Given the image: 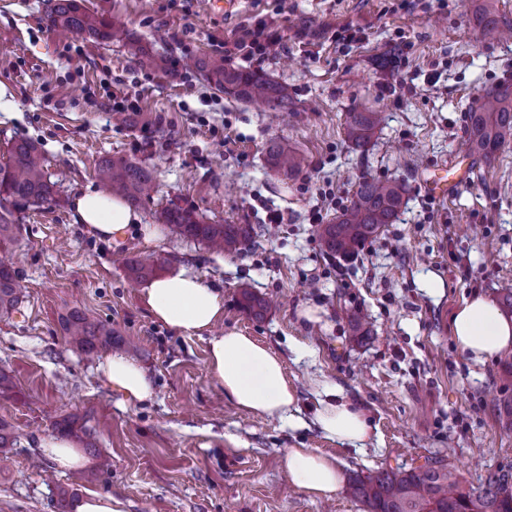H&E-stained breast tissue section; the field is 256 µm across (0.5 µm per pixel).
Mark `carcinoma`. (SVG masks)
Instances as JSON below:
<instances>
[{"mask_svg":"<svg viewBox=\"0 0 512 512\" xmlns=\"http://www.w3.org/2000/svg\"><path fill=\"white\" fill-rule=\"evenodd\" d=\"M47 23L95 41L110 43L128 39L122 28L89 12L81 0H51ZM481 39L493 44L501 36V23L493 4H482L475 15ZM132 55L139 67L157 69L165 61L149 48L131 44ZM190 66L204 73L218 90L245 102L262 101L273 109L291 105L288 89L259 74L229 69L224 60L195 58ZM468 140L472 153L489 161L505 145L512 142V81H503L475 102L468 116ZM380 123V113L351 112L346 121V138L357 148L366 147ZM272 168L285 175L299 171L305 163L302 156L279 142L267 149ZM96 178L108 193L122 198L134 208L148 197L154 171L142 162L123 157H107L98 163ZM56 183L45 167L44 157L35 142L17 139L10 143L7 161L0 164V245L15 239L20 225L16 218L37 207L58 202ZM403 206V188L395 180L364 177L355 198L336 221L321 224L318 236L323 251L332 257L349 259L369 239L396 221ZM160 219L186 238L197 240L209 248L227 254L235 253L253 238L250 224H209L195 212L179 207L165 208ZM126 269L131 280L142 282L154 278L162 270L159 260L135 255L127 258ZM21 297L15 271L0 262V315L20 311ZM241 304L257 319L269 311L265 299L241 285ZM68 342L84 352L110 351L122 345L112 333V325L83 312L70 313L63 322ZM53 428L62 437H79L83 428L68 416H60ZM350 495L363 502L368 512H512V475L490 474L478 489L460 486L454 465L436 459L409 469H382L366 477L356 476L349 483ZM77 493L59 489L55 512H72Z\"/></svg>","mask_w":512,"mask_h":512,"instance_id":"carcinoma-1","label":"carcinoma"}]
</instances>
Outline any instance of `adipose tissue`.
Returning a JSON list of instances; mask_svg holds the SVG:
<instances>
[{"instance_id":"1","label":"adipose tissue","mask_w":512,"mask_h":512,"mask_svg":"<svg viewBox=\"0 0 512 512\" xmlns=\"http://www.w3.org/2000/svg\"><path fill=\"white\" fill-rule=\"evenodd\" d=\"M74 221L98 239L115 244L125 240L130 226L141 218L121 199L88 186L76 196ZM142 298L155 320L186 336L208 335L209 372L227 402L256 416L288 417L296 405V393L280 357L234 329L212 335V327L224 316L218 291L199 277L181 272L152 281ZM452 331L459 350L477 363L512 349V319L482 294L465 299L455 310ZM101 371L107 384L126 399L138 403L153 399V383L133 359L113 355ZM314 424L325 437L355 448L363 447L372 432L363 407L334 391L321 400ZM284 464L290 482L313 497H330L339 487L334 460L316 449H287Z\"/></svg>"}]
</instances>
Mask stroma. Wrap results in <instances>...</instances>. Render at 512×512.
I'll use <instances>...</instances> for the list:
<instances>
[{
  "instance_id": "35a3bbf8",
  "label": "stroma",
  "mask_w": 512,
  "mask_h": 512,
  "mask_svg": "<svg viewBox=\"0 0 512 512\" xmlns=\"http://www.w3.org/2000/svg\"><path fill=\"white\" fill-rule=\"evenodd\" d=\"M85 5L169 66L145 70L129 47L53 31L48 0H0V163L11 140L36 141L59 188L58 204L21 215L11 248L22 304L0 316V372L18 391L0 398V420L16 436L0 458V512H53L61 485L111 496L118 512H366L348 492L350 477L448 455L467 488L512 473V428L500 414L512 380L502 358L473 362L452 332L464 299L479 293L496 303L512 290V144L485 162L464 134L471 105L512 80V38L482 42L475 0H241L223 15L211 0ZM261 19L280 26L279 51L226 64L285 85L294 112L281 119L182 66L188 57L225 56V42ZM348 25L361 29L360 40H339ZM392 46L396 69H378L376 58ZM124 100L135 105L134 123L114 110ZM366 107L383 121L362 152L344 127L349 112ZM272 140L304 156L303 170L287 177L272 169ZM113 154L154 166L155 188L138 212L160 240L145 242L134 226L114 246L75 223L76 195L96 184L97 164ZM448 161L468 165L471 178L439 200L423 179ZM365 176L403 185L398 219L352 259L329 258L309 215L321 207L336 217ZM168 206L212 224H250L256 235L239 253H216L162 224ZM274 211L284 223L268 222ZM132 251L161 259L163 275L185 271L221 292L217 331L238 330L280 356L296 392L292 420L225 401L208 372L206 337L182 335L145 308L143 283L126 274ZM243 284L271 301L264 319L240 308ZM75 308L138 341L151 401L125 400L102 376L105 353L67 343L62 320ZM307 308L316 320L302 317ZM356 310L367 320L358 333ZM331 389L367 411L373 431L364 447L315 427ZM65 414L85 425L93 445L66 472L40 448ZM289 448L335 458L344 484L331 499L290 484ZM101 457L108 471L91 476Z\"/></svg>"
}]
</instances>
